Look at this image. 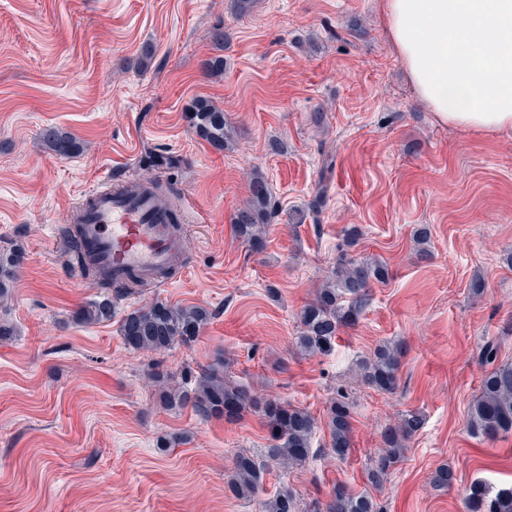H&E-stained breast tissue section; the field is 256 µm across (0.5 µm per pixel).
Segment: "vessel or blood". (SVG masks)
Listing matches in <instances>:
<instances>
[{"label":"vessel or blood","instance_id":"vessel-or-blood-1","mask_svg":"<svg viewBox=\"0 0 512 512\" xmlns=\"http://www.w3.org/2000/svg\"><path fill=\"white\" fill-rule=\"evenodd\" d=\"M175 220L151 180L130 187L104 180L86 190L69 215L98 276L115 283L159 281L186 248Z\"/></svg>","mask_w":512,"mask_h":512}]
</instances>
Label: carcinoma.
Here are the masks:
<instances>
[{
  "mask_svg": "<svg viewBox=\"0 0 512 512\" xmlns=\"http://www.w3.org/2000/svg\"><path fill=\"white\" fill-rule=\"evenodd\" d=\"M190 120L195 133L214 147L223 149L231 139L224 109L206 98L195 99L190 107ZM46 148L60 158L79 153L80 143L70 133L57 127L41 131ZM275 213L269 183L265 176L254 172L249 181L246 202L237 209L234 224L251 250L265 246V226ZM13 257L0 256V297L9 293V270ZM389 277L388 267L381 261L356 257L341 250L330 279L318 289L300 314L301 331L298 348L307 354H326L333 348L339 326L355 322L368 301V289L374 280ZM210 313L199 306H172L156 302L147 308L134 310L123 318L120 333L134 349L162 350L175 344L188 345L196 340L201 328L208 323ZM78 321L86 324L112 318V297L92 300L76 312ZM498 347L492 341L482 349L481 363L490 367L481 381L479 395L470 407L468 431L475 438L512 436V364L497 363ZM401 348L383 344L357 365L358 379L369 387L392 393L398 385ZM153 383L162 389L170 406L190 405L202 417L224 415L235 418L244 412L263 416L275 444L269 458L276 461L283 474L306 462L310 454L315 419L306 410L291 404L276 403L252 394L249 390L224 380V364L202 370L191 387H168L169 376L163 372L151 375ZM353 400L345 388L336 390L326 413L330 445L338 456L347 453L352 444ZM425 425L423 414L408 411L383 435V445L371 460L368 476L374 485L384 482L390 467L401 457L409 439ZM266 467L255 458L240 455L235 460L232 479L236 493L247 496L264 480ZM467 512H512V487L501 489L486 482L469 487L465 500ZM265 512H297V502L288 484L265 503ZM310 512H379L377 504L366 494H353L336 486L326 502L316 501Z\"/></svg>",
  "mask_w": 512,
  "mask_h": 512,
  "instance_id": "carcinoma-1",
  "label": "carcinoma"
}]
</instances>
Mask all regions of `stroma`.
<instances>
[{
    "mask_svg": "<svg viewBox=\"0 0 512 512\" xmlns=\"http://www.w3.org/2000/svg\"><path fill=\"white\" fill-rule=\"evenodd\" d=\"M216 28L225 47L210 38ZM215 56L223 75L203 68ZM198 97L224 109L227 148L193 131ZM49 125L80 152L49 153ZM117 167L183 189L171 201L190 206L185 265L170 284L118 297L111 319L83 324L76 311L105 290L75 278L54 228ZM256 169L278 206L258 253L231 220ZM424 225L427 259L414 241ZM352 227V254L385 262L389 277L372 282L331 352L301 353L300 312ZM13 251L0 301L14 328L0 340V512H262L284 483L300 512L338 484L381 512H465L473 482L512 484V437L467 431L482 346L497 343L499 362H512V132L435 119L385 33L382 0H254L242 16L230 0H0V253ZM158 301L212 316L194 343L130 348L123 317ZM383 343L402 348L392 394L355 377ZM218 358L233 384L318 421L307 462L269 465L246 498L228 485L237 455L265 458L262 419L166 406L150 378L164 371L181 385ZM340 385L354 396L342 458L324 425ZM408 410L426 424L373 487L382 433ZM175 435L182 444L162 447ZM443 466L455 480L434 487Z\"/></svg>",
    "mask_w": 512,
    "mask_h": 512,
    "instance_id": "stroma-1",
    "label": "stroma"
}]
</instances>
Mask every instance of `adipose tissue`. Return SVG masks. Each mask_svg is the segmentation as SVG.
I'll list each match as a JSON object with an SVG mask.
<instances>
[{
  "mask_svg": "<svg viewBox=\"0 0 512 512\" xmlns=\"http://www.w3.org/2000/svg\"><path fill=\"white\" fill-rule=\"evenodd\" d=\"M386 33L439 122L512 132V0H383Z\"/></svg>",
  "mask_w": 512,
  "mask_h": 512,
  "instance_id": "1",
  "label": "adipose tissue"
}]
</instances>
